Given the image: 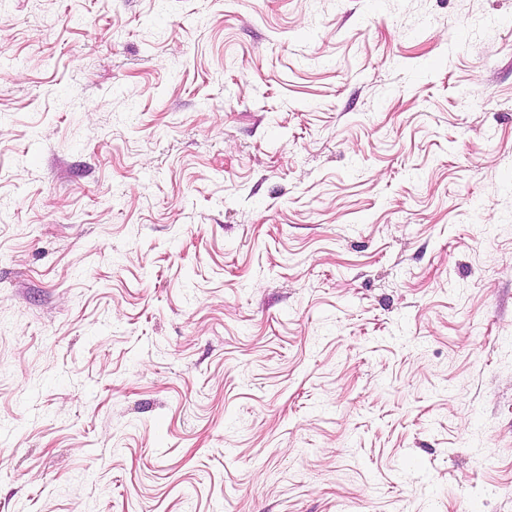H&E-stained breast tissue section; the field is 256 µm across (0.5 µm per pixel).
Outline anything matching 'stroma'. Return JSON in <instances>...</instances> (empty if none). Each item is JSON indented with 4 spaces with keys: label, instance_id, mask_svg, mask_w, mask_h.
<instances>
[{
    "label": "stroma",
    "instance_id": "1",
    "mask_svg": "<svg viewBox=\"0 0 512 512\" xmlns=\"http://www.w3.org/2000/svg\"><path fill=\"white\" fill-rule=\"evenodd\" d=\"M0 512H512V0H0Z\"/></svg>",
    "mask_w": 512,
    "mask_h": 512
}]
</instances>
